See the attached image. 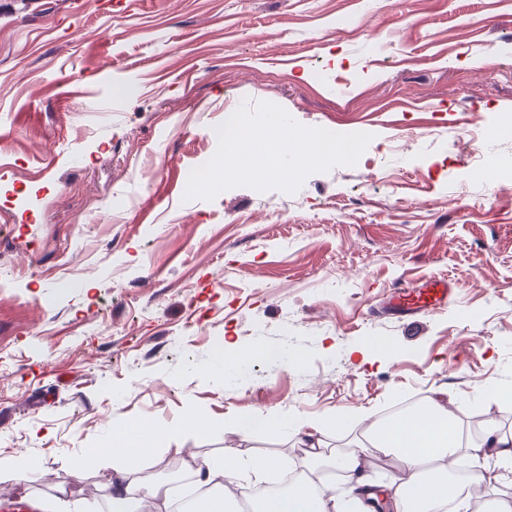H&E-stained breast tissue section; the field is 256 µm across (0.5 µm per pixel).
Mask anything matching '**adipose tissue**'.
I'll list each match as a JSON object with an SVG mask.
<instances>
[{
  "instance_id": "adipose-tissue-1",
  "label": "adipose tissue",
  "mask_w": 512,
  "mask_h": 512,
  "mask_svg": "<svg viewBox=\"0 0 512 512\" xmlns=\"http://www.w3.org/2000/svg\"><path fill=\"white\" fill-rule=\"evenodd\" d=\"M159 433V427L154 425L113 424L109 453L118 459L143 454ZM367 439L368 446L336 452L319 438L304 443L312 462L328 458L343 472L348 485L344 496L335 497L304 473L287 494L254 502L253 512H358L363 506L360 475L370 446L398 457L401 463V474L388 486V501L395 512H445L452 500L461 512H467L475 490L512 485V430H502L492 422L480 435H470L444 397L429 398L415 412L370 426ZM460 456L469 459L471 472L466 482L458 484L450 482L449 471L451 461ZM273 465L270 459L245 462L229 456L217 465L197 466L196 472L204 483L218 489L236 480L242 469L259 477ZM150 498L169 502L170 490L161 483L136 488L125 478H116L109 494V512H142L144 502Z\"/></svg>"
}]
</instances>
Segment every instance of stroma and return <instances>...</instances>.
I'll return each instance as SVG.
<instances>
[{
  "label": "stroma",
  "mask_w": 512,
  "mask_h": 512,
  "mask_svg": "<svg viewBox=\"0 0 512 512\" xmlns=\"http://www.w3.org/2000/svg\"><path fill=\"white\" fill-rule=\"evenodd\" d=\"M245 99L372 139L293 193L184 201ZM510 124L512 0H0V494L108 512L121 470L300 471L298 437L233 429L259 412L330 420L333 446L442 393L512 427V178L483 170ZM431 276L443 309L379 311ZM197 410L214 430L104 453L112 421ZM264 354L260 349L236 350L226 357L224 353V374L231 375L238 372L246 363L255 360Z\"/></svg>",
  "instance_id": "1"
}]
</instances>
